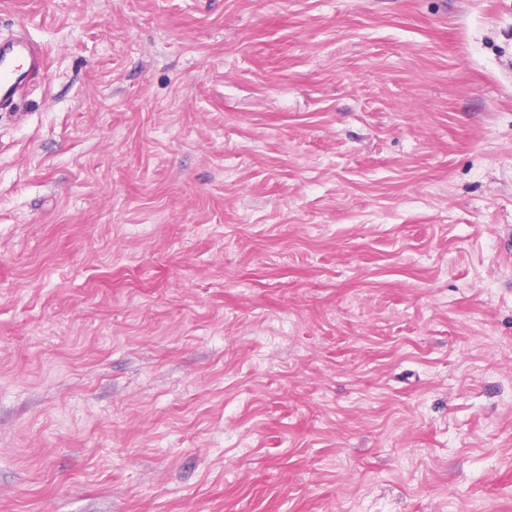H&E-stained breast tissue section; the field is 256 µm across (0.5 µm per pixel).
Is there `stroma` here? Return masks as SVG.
Listing matches in <instances>:
<instances>
[{
	"label": "stroma",
	"mask_w": 512,
	"mask_h": 512,
	"mask_svg": "<svg viewBox=\"0 0 512 512\" xmlns=\"http://www.w3.org/2000/svg\"><path fill=\"white\" fill-rule=\"evenodd\" d=\"M0 512H512V0H0ZM47 69L45 51L32 40H0V102L15 92L24 73L43 76Z\"/></svg>",
	"instance_id": "stroma-1"
}]
</instances>
